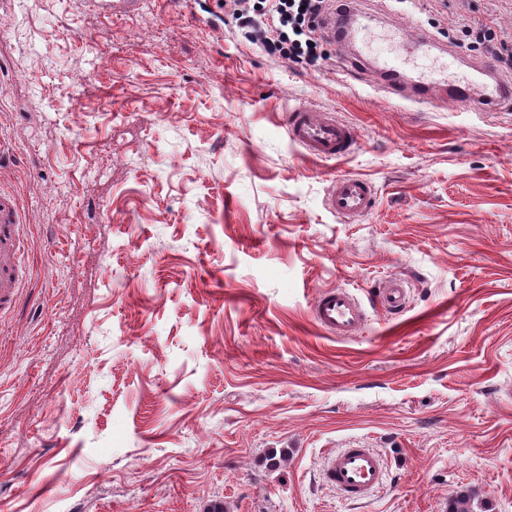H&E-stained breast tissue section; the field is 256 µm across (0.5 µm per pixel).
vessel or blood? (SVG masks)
Masks as SVG:
<instances>
[{
	"label": "vessel or blood",
	"instance_id": "1",
	"mask_svg": "<svg viewBox=\"0 0 512 512\" xmlns=\"http://www.w3.org/2000/svg\"><path fill=\"white\" fill-rule=\"evenodd\" d=\"M330 38L337 42L353 39L367 46L384 74L386 93L405 96L399 73L408 58L422 53L427 46L423 35L411 37L402 53L391 55L383 48L369 43V26L355 25L351 33L340 32L335 20L325 27ZM458 107L466 111H481L489 107L498 112L512 107V83H498L485 98L474 99L469 90H461L455 97ZM288 136L292 143L302 147L308 155L319 159L339 158L354 145L355 132L344 121L327 112L307 106H297L286 114ZM376 190L366 179L341 176L332 181L326 197L327 208L338 218L353 221L367 215L374 204ZM19 224L12 199L0 195V314L16 307L25 283L18 272L16 243L24 234ZM408 290L401 278L391 277L381 282L361 301L348 288H325L318 292L312 304V317L317 325L330 335L352 337L359 334L368 321L367 310L374 307L397 315L407 307ZM322 478L347 500L359 502L387 482L388 471L381 453L364 440H349L343 448L330 451L324 460Z\"/></svg>",
	"mask_w": 512,
	"mask_h": 512
}]
</instances>
